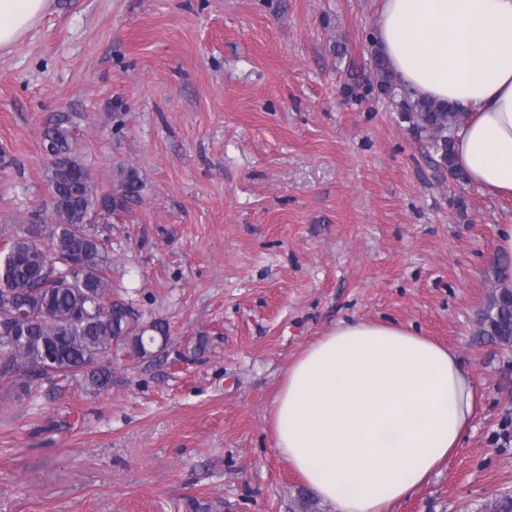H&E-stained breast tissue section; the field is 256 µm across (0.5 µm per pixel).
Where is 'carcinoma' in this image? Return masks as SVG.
Returning a JSON list of instances; mask_svg holds the SVG:
<instances>
[{
    "label": "carcinoma",
    "mask_w": 512,
    "mask_h": 512,
    "mask_svg": "<svg viewBox=\"0 0 512 512\" xmlns=\"http://www.w3.org/2000/svg\"><path fill=\"white\" fill-rule=\"evenodd\" d=\"M370 76L353 78L348 95L362 99L373 93L387 96L411 129L427 140L438 167L453 180L462 178L456 168L453 141L459 127L455 107L414 97L397 89L385 59L371 53ZM44 150L51 162L49 227L47 239L27 231L8 234V251H0V378L22 376L20 385L37 389L56 378H81L95 391L111 383L104 365L126 357L133 360L159 357L167 342L166 327L153 322L139 327L140 314L121 300L112 299V283L106 275L110 258L94 229L95 221H109L140 199L141 183L132 169L120 171L117 189L100 196L85 165L75 154L74 128L58 122L44 134ZM70 261L79 264L73 277L57 282L51 268ZM501 288L493 293L479 320V334L512 347V285L508 283L509 259L494 262ZM26 313L18 326L15 311ZM25 340L14 345L5 340L12 333ZM480 512H512V494L485 500Z\"/></svg>",
    "instance_id": "cac0c4a2"
}]
</instances>
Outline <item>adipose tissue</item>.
<instances>
[{
  "label": "adipose tissue",
  "mask_w": 512,
  "mask_h": 512,
  "mask_svg": "<svg viewBox=\"0 0 512 512\" xmlns=\"http://www.w3.org/2000/svg\"><path fill=\"white\" fill-rule=\"evenodd\" d=\"M48 3L0 0V49ZM372 39L413 96L468 112L456 165L512 200V0H379ZM478 397L455 350L393 321L344 320L289 364L272 444L336 512H390L460 447Z\"/></svg>",
  "instance_id": "adipose-tissue-1"
}]
</instances>
